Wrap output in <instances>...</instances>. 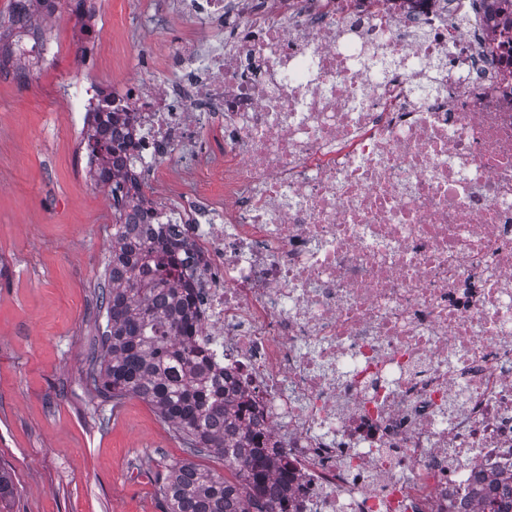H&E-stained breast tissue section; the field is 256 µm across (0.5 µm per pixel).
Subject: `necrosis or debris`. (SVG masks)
<instances>
[{
  "label": "necrosis or debris",
  "instance_id": "obj_1",
  "mask_svg": "<svg viewBox=\"0 0 512 512\" xmlns=\"http://www.w3.org/2000/svg\"><path fill=\"white\" fill-rule=\"evenodd\" d=\"M200 41L85 120L199 256L216 390L288 460L290 512H477L512 473V11L497 0H176ZM177 213L153 189L184 143Z\"/></svg>",
  "mask_w": 512,
  "mask_h": 512
}]
</instances>
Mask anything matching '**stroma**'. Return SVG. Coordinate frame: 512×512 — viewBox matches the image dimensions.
Segmentation results:
<instances>
[{"mask_svg": "<svg viewBox=\"0 0 512 512\" xmlns=\"http://www.w3.org/2000/svg\"><path fill=\"white\" fill-rule=\"evenodd\" d=\"M99 20L91 62L74 70L83 22L59 5L43 23L45 55L25 81L0 83V466L16 487L11 512H164L157 486L185 457L146 402L115 409L85 383L112 210L61 102L79 83L120 90L163 67L162 39L193 33L166 0H101Z\"/></svg>", "mask_w": 512, "mask_h": 512, "instance_id": "stroma-1", "label": "stroma"}]
</instances>
